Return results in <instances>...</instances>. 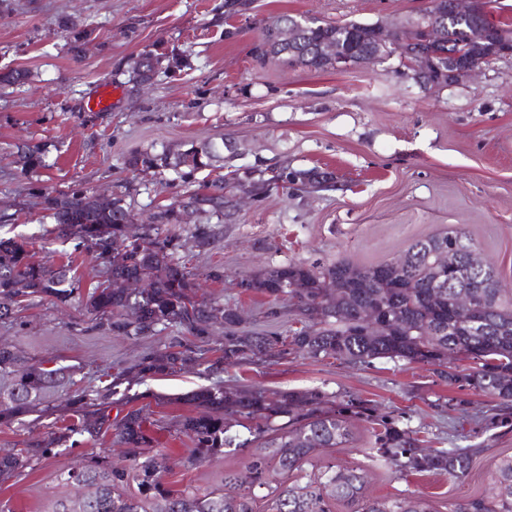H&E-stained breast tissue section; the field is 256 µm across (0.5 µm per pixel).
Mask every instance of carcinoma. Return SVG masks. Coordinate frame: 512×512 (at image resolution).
Here are the masks:
<instances>
[{"label": "carcinoma", "instance_id": "obj_1", "mask_svg": "<svg viewBox=\"0 0 512 512\" xmlns=\"http://www.w3.org/2000/svg\"><path fill=\"white\" fill-rule=\"evenodd\" d=\"M494 2L487 0L492 19L470 22L450 18L446 37L440 42H421L420 48L443 56L463 45L478 57L489 55L498 31H512V21L497 12ZM294 20L282 15L261 27L254 48L257 61L290 66L296 56L298 63L323 70L331 63L318 53L322 42H334L348 55L370 46L374 37L370 23L332 24L311 19L303 23L293 51H288L286 44L269 43L270 30L291 26ZM222 160L224 144L208 141L172 155H135L129 166L177 169L186 165L196 171ZM280 180L298 191L318 184L310 172H284ZM210 188L211 193L193 194L190 200L224 211V196L220 195L224 180L213 181ZM41 198L43 209L54 220L56 238L74 243L103 268L106 280L88 293L85 309L106 321L113 335L138 337L159 326H175L205 343L216 329H224L216 360L193 358L192 349L178 342L164 352L145 355L138 364L137 378L174 373L198 361L214 372L250 355L284 357L292 352L316 360L331 357L370 363L390 359L438 366L464 358L473 364L465 377L469 386L512 402V294L494 287L498 273L492 266L470 268L462 278L459 270L439 262L440 252L447 251L458 255L461 264L468 263L474 243L459 227L411 242L402 265L396 260L372 265L338 260L322 266L286 262L238 282V287L269 298L264 312L269 322L278 318L277 303L288 298L303 327L285 336L245 331L238 309L198 297L196 273L177 257L179 238L166 229L179 221L175 208L158 213L157 223L143 225L141 235L132 239L127 224L134 215L121 196L101 205L90 191L75 188L63 195L61 205L49 191ZM191 238L197 247L205 248L211 245L214 231L208 224H197ZM132 278L147 279L149 287L135 294L121 287ZM328 279L340 286L335 306L322 298V284ZM294 281L304 288L298 292L287 289ZM78 290L66 267L48 266L36 259L25 241L0 237V320L14 317L22 304L45 297L67 303ZM463 291L471 296L476 309L455 307L454 295ZM369 315L375 319L372 325L367 322ZM0 375L11 379V385L0 390V425H10L31 411L48 388L73 373L66 367L46 369L29 363L1 344ZM126 381L122 371L107 385L77 390L68 400L77 421L12 454L0 455V481L9 480L60 446L73 448L82 439L97 441L110 431L113 442L125 448L126 465L114 466L94 454L83 456L78 467L67 471L66 481L84 485L87 493L75 500L56 501L52 512H147L148 503L152 512H253L251 489L257 484L270 487L271 512H330L332 503L349 512H436L429 500L413 492L384 500L370 497L366 475L359 467L331 466L303 484L282 481L270 485V474H299L320 449L341 448L349 442L351 420L361 406L352 401L331 406L318 390L244 392L203 387L187 394L186 401L199 409L197 415L180 421V433L193 444L189 463H200L224 447L234 444L243 448L258 440L260 453L245 469L224 472L223 484L216 490L174 491L164 482L169 457L153 451L155 439L146 427L144 409H132L119 420L110 418L112 396ZM233 421L252 423L251 438L234 443L228 435ZM376 442L384 465L402 475L446 474L461 481L473 469L471 449L416 448L407 431L391 424H383ZM132 473L138 479L137 495L124 491ZM450 512H512V456L495 463L488 491L454 504Z\"/></svg>", "mask_w": 512, "mask_h": 512}]
</instances>
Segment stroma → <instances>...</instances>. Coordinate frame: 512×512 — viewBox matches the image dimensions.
<instances>
[{
  "label": "stroma",
  "mask_w": 512,
  "mask_h": 512,
  "mask_svg": "<svg viewBox=\"0 0 512 512\" xmlns=\"http://www.w3.org/2000/svg\"><path fill=\"white\" fill-rule=\"evenodd\" d=\"M430 0H0V73L23 70L22 85L0 87V234L34 242L38 259L70 263L81 294L102 279L99 267L73 244L55 240L54 221L36 191L83 188L121 194L138 223L203 193L224 180V212L189 211L181 225L183 251L198 273L200 290L238 308L250 331L266 330L267 299L237 283L280 262L329 264L346 259L379 263L400 256L416 238L448 226L465 229L512 291V57L468 81L421 89L396 72L397 59L344 72L315 71L270 62L251 51L261 24L287 14L331 22L398 26ZM84 30L81 52L70 49L63 19ZM177 55L152 84L132 73L145 50ZM112 88V106L89 109L100 86ZM223 141L224 167L182 174L135 170L136 154L183 150ZM33 150L42 167L22 172L20 150ZM330 173L319 189L286 192L283 169ZM263 178L267 190L247 194L243 184ZM210 225V246L190 233ZM219 268L222 279L206 278ZM178 336L166 329L139 337L112 335L89 319L81 303L44 299L0 321V344L23 359L71 366L82 386L98 385L105 370L135 363ZM457 380H450V373ZM465 361L450 367L378 359L316 360L294 353L277 361L248 359L210 373L191 365L176 376L129 384L127 396L147 407L158 449L176 465L174 489L209 490L227 468H241L249 451L225 449L203 464L186 461L190 441L178 430L194 407L183 395L216 384L266 391L319 390L329 399H353L376 417L410 432L427 448L475 449L464 480L444 475L403 476L376 460L373 426L354 422L350 441L316 455L308 474L329 465L361 467L375 498L415 492L436 512L486 488L488 470L512 455V403L478 392L464 380ZM74 393L64 384L40 401L39 414L0 427V451L42 438L66 418ZM117 459L111 436L63 448L0 483V512H51L76 489L62 479L82 454Z\"/></svg>",
  "instance_id": "35a3bbf8"
}]
</instances>
